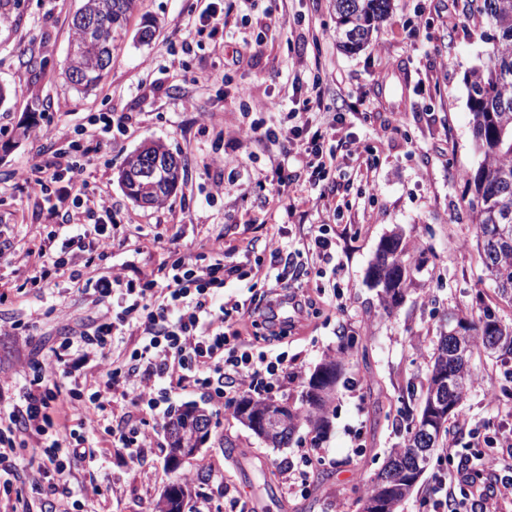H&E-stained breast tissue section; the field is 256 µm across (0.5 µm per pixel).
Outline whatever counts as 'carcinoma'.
I'll use <instances>...</instances> for the list:
<instances>
[{
  "label": "carcinoma",
  "mask_w": 512,
  "mask_h": 512,
  "mask_svg": "<svg viewBox=\"0 0 512 512\" xmlns=\"http://www.w3.org/2000/svg\"><path fill=\"white\" fill-rule=\"evenodd\" d=\"M138 0H82L71 19V40L63 75L74 88H96L112 65V47L116 36L125 28ZM93 4L100 17L98 33H87L80 13ZM336 13V36L339 47L355 53L367 47L375 29L390 14L391 0H333ZM479 13L494 29L488 51L489 63L471 73L469 109L473 137L483 161L476 171L463 179L473 192L474 234L482 263L498 289L500 297L512 301V0H482ZM152 156L144 159L137 150L124 162L120 183L126 195L143 206H158L176 191L181 163L160 143H151ZM147 161L153 176H144L139 165ZM421 264L414 252L394 232L379 244L369 269L372 287L378 289L383 309L392 313L398 308L420 272ZM448 325L457 329L469 349L466 360L450 356L448 335L440 336L430 357L428 388L420 412L403 408L399 415L406 422L402 446L393 448L387 463L375 477L367 480L358 502L362 512H397L428 469L431 457L420 456L425 437L434 436L433 447H444L449 425L459 417V407L474 377L472 357L480 349L504 351L512 355V322L500 319L488 306L470 318L449 316ZM342 374V362L336 357L319 364L309 377L301 395V407L286 408L282 431L264 442L271 448H286L304 423L320 435L328 428V407ZM451 382L443 393V402L433 407L430 395L442 380ZM283 404L268 398L246 397L235 407L234 415L242 420V407ZM185 410L167 424V461L177 459L182 448L181 432L194 429Z\"/></svg>",
  "instance_id": "obj_1"
}]
</instances>
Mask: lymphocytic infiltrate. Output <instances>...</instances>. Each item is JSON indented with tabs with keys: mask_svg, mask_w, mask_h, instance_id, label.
Wrapping results in <instances>:
<instances>
[{
	"mask_svg": "<svg viewBox=\"0 0 512 512\" xmlns=\"http://www.w3.org/2000/svg\"><path fill=\"white\" fill-rule=\"evenodd\" d=\"M244 139L260 141L280 136L283 163L275 167L274 195L286 196L287 223H302L310 198L305 185L319 187L320 199L333 194L328 181L344 157L360 153L356 140L342 148L326 146L318 123L283 128L272 133L257 121L241 130ZM298 159L306 179L292 175L287 158ZM21 187L52 199L50 218L78 226L94 216L92 232L73 235L49 231L45 242L28 249L34 272L27 280L31 290H42L56 276H69L75 286L92 297L100 311L91 333L66 336L48 355L31 360L32 378L22 385L0 414V488L6 490L7 512H19L31 493L42 495L44 512H62L64 505L80 507L95 502L100 485L73 492L70 474L74 461H95L82 428L106 424L109 412L127 408L133 421L108 430L115 451L128 466L139 469L141 451L153 442L160 421L159 409L173 390L185 387L212 389L217 409H230L239 399L261 397L302 372L287 352L274 353L244 342L265 311L259 299L228 301L224 278L240 274L228 264L234 253L222 238L210 240L201 253L180 256L167 273L127 278L113 270L98 278L83 277L73 269L78 254L96 253L99 260L112 257V206L105 194L89 191L81 166L60 167L50 159L15 171ZM269 266L276 281L285 283V295L295 315L308 306L301 273L284 271L285 259L278 241L268 246ZM135 339L136 347L126 365L106 369L102 386L89 396L75 390L73 372L78 363L103 357L116 339ZM32 438L38 443L29 460L17 456L16 441ZM448 467L437 469L428 493L420 501L421 512H507L512 507V424L487 420L470 430L465 449L448 446Z\"/></svg>",
	"mask_w": 512,
	"mask_h": 512,
	"instance_id": "1",
	"label": "lymphocytic infiltrate"
}]
</instances>
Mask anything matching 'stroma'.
Returning a JSON list of instances; mask_svg holds the SVG:
<instances>
[{"label":"stroma","instance_id":"35a3bbf8","mask_svg":"<svg viewBox=\"0 0 512 512\" xmlns=\"http://www.w3.org/2000/svg\"><path fill=\"white\" fill-rule=\"evenodd\" d=\"M209 0H139L112 50V65L100 85L80 92L66 83L62 66L71 38L70 20L81 0H20L0 24V323H17V336L0 335V390L24 382L31 355L47 352L66 334L92 325L95 310L68 278L41 292L17 293L30 275L22 255L47 228L48 202L19 188L13 173L37 156L79 159L91 190L104 191L121 229L112 262H94L88 273L124 269L129 278L169 266L187 253L204 251L210 239L263 248L278 238L285 252L301 253L303 240L319 225L335 232L337 272L319 275L310 255L307 313L280 347L304 374L330 354H340L345 371L329 412V429L312 437L300 428L288 447L270 448L230 413L215 409L203 388L173 394L166 415L199 407L212 415L210 436L177 471L166 466V428L158 426L141 464L142 483L115 453L99 427L84 434L98 447L95 463H80L71 488L97 482L98 512H154L164 489L182 479L195 485L192 508L228 512L225 488L246 499L251 512H357L364 483L379 472L390 448L403 439L399 410L419 404L427 388L429 360L448 314L477 315L495 306L512 321V302L497 296L479 257L462 178L482 156L472 135L467 75L488 62L492 29L474 0H392L386 21L370 45L355 54L336 42L331 0H237L223 32L200 28ZM420 21L416 41L406 27ZM322 79L326 110L334 123L330 143L356 138L368 170L344 161L336 172L333 206H309L304 223L281 224L279 203L270 193L277 141L247 142L239 129L252 121L254 101L273 100L263 113L267 127L289 124V112ZM366 96L365 114L353 113L354 94ZM131 116L125 134L77 135L90 116ZM34 125L52 129L33 140ZM90 144L77 156L73 141ZM162 143L182 161L179 186L163 205L143 208L124 192L118 172L144 143ZM223 168L209 167L211 155ZM223 181V195L212 193ZM401 232L421 252L422 270L404 303L385 313L367 271L381 240ZM341 287L343 299L333 289ZM475 377L460 406L471 423L512 414V366L490 352L475 354ZM316 443L325 464L314 467L304 493L288 492L281 470L300 448ZM222 482H215V475Z\"/></svg>","mask_w":512,"mask_h":512}]
</instances>
